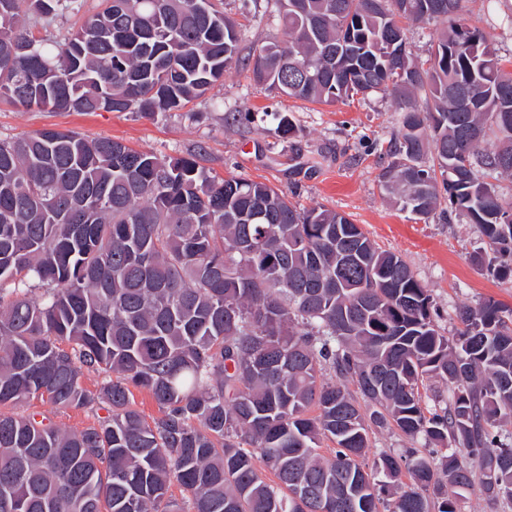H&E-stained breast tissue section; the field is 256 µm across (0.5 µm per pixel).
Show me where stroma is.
<instances>
[{
	"label": "stroma",
	"instance_id": "35a3bbf8",
	"mask_svg": "<svg viewBox=\"0 0 512 512\" xmlns=\"http://www.w3.org/2000/svg\"><path fill=\"white\" fill-rule=\"evenodd\" d=\"M469 10L499 54L512 59V0H471ZM227 12L244 29L239 64L225 74L213 97L194 103L193 115L39 112L0 102V139L59 127L160 156L196 154L217 177L261 181L291 191L300 206L321 204L349 215L380 247L399 254L429 289L441 312L438 326L447 336L457 331L461 307L489 298L512 306V279L492 277L474 260L480 245L476 225L463 217L447 221L438 213L416 219L382 189L379 175L401 123L394 99L380 93L327 106L261 90L250 79L248 59L255 47L282 36L273 0H231ZM277 112L291 116L293 137L278 135ZM21 411L80 431L106 416L107 407L62 412L35 397Z\"/></svg>",
	"mask_w": 512,
	"mask_h": 512
}]
</instances>
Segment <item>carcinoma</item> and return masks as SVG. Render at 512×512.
Returning <instances> with one entry per match:
<instances>
[{
	"instance_id": "cac0c4a2",
	"label": "carcinoma",
	"mask_w": 512,
	"mask_h": 512,
	"mask_svg": "<svg viewBox=\"0 0 512 512\" xmlns=\"http://www.w3.org/2000/svg\"><path fill=\"white\" fill-rule=\"evenodd\" d=\"M429 2L275 0L286 39L253 51L252 80L318 104L391 95L383 189L420 218L467 217L478 263L512 278V197L493 183L512 174V71L469 0L449 18ZM82 7L0 0L1 101L182 112L237 62L224 0H99L61 41L21 26ZM430 20L443 31L419 61L408 27ZM439 318L410 266L340 212L191 155L57 128L0 140V407H109L80 432L0 413V512H181L174 482L193 512H458L476 487L509 506L512 307L464 306L451 337ZM84 366L106 374L94 392ZM434 379L448 401L428 406ZM385 427L423 447L368 470Z\"/></svg>"
}]
</instances>
